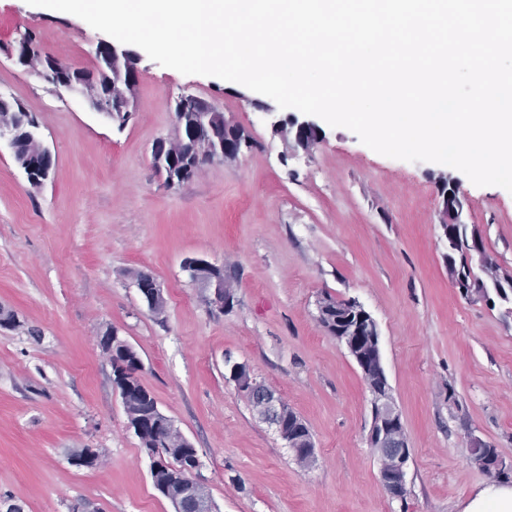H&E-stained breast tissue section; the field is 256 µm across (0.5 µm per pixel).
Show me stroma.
<instances>
[{"label":"stroma","instance_id":"stroma-1","mask_svg":"<svg viewBox=\"0 0 512 512\" xmlns=\"http://www.w3.org/2000/svg\"><path fill=\"white\" fill-rule=\"evenodd\" d=\"M31 34L90 70L103 34L74 15L0 0V94L37 118L52 156L31 185L0 148V500L23 512H173L128 426L99 338L137 351L139 378L197 450L195 476L219 512H461L492 478L466 453L481 437L512 467V315L498 297L456 288L438 222V182L512 275V193L433 162L380 155L343 127L311 151L272 133L273 99L216 77L138 64L125 127L60 95L3 48ZM193 94L243 127L252 146L169 187L153 145L173 137L176 98ZM224 268L225 311L182 269ZM150 273L154 316L134 283ZM326 296L357 299L376 321L382 363L411 457L404 497L380 482L367 441L371 395L347 349L320 324ZM246 364L303 418L314 455L299 463L225 369ZM89 448L96 468L76 466Z\"/></svg>","mask_w":512,"mask_h":512}]
</instances>
